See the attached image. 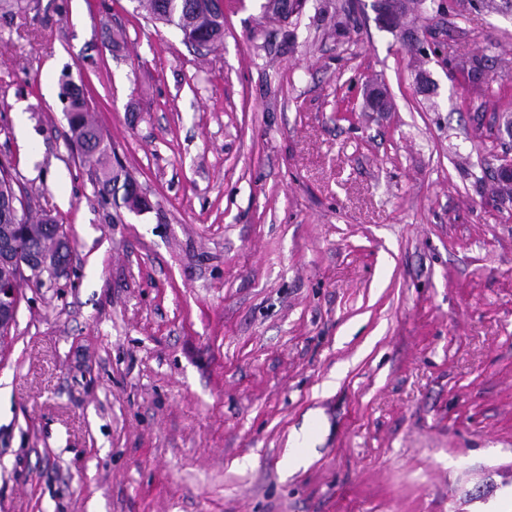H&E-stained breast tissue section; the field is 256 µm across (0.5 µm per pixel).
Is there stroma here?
I'll return each instance as SVG.
<instances>
[{
    "label": "stroma",
    "mask_w": 512,
    "mask_h": 512,
    "mask_svg": "<svg viewBox=\"0 0 512 512\" xmlns=\"http://www.w3.org/2000/svg\"><path fill=\"white\" fill-rule=\"evenodd\" d=\"M264 2L200 52L0 0V161L71 241L0 350V512H512V12L420 15L418 69L375 0ZM66 81L149 209L73 155Z\"/></svg>",
    "instance_id": "1"
}]
</instances>
